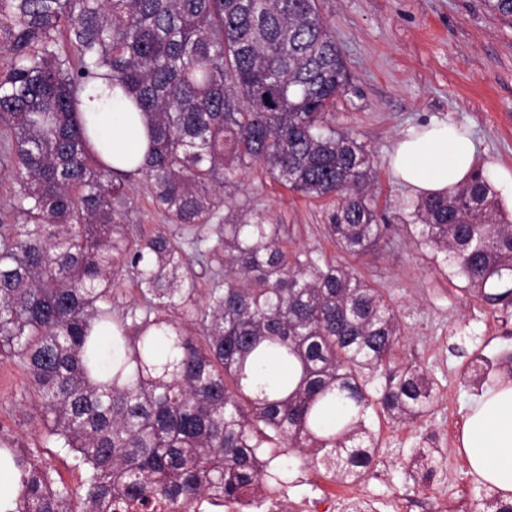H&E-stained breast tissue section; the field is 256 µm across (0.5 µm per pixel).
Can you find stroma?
<instances>
[{"label": "stroma", "instance_id": "stroma-1", "mask_svg": "<svg viewBox=\"0 0 512 512\" xmlns=\"http://www.w3.org/2000/svg\"><path fill=\"white\" fill-rule=\"evenodd\" d=\"M320 9L352 78L336 100V126L354 132L371 152L375 207L387 223H408L417 202L389 168L394 143L409 128L441 119L462 125L477 145V167L493 163L512 172V18L488 12L483 0H320ZM238 197L270 221L290 225L296 245L321 247L347 260L322 234L324 201L258 175L244 180ZM351 263L397 312L403 335L398 360L426 369L440 389L431 412L412 425L374 418L381 450L359 481L362 497L376 512L397 506L406 512H476L481 487L460 452L465 416L477 400L465 377L475 353L491 357L510 350L512 336L407 235ZM26 381L16 363L0 360V427L79 488L83 473L66 449L42 443ZM420 447L437 449L443 459L434 482L424 481L413 463ZM273 464L284 470L292 501L315 497L317 487L328 482L294 456Z\"/></svg>", "mask_w": 512, "mask_h": 512}]
</instances>
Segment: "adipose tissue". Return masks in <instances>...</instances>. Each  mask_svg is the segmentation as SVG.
<instances>
[{
    "label": "adipose tissue",
    "mask_w": 512,
    "mask_h": 512,
    "mask_svg": "<svg viewBox=\"0 0 512 512\" xmlns=\"http://www.w3.org/2000/svg\"><path fill=\"white\" fill-rule=\"evenodd\" d=\"M89 134L114 167L136 169L144 160L147 125L130 111L122 92L96 105ZM395 180L411 194L439 195L462 184L475 171V146L455 125L436 121L409 129L395 143L389 160ZM462 452L483 482L512 498V387L483 395L465 421Z\"/></svg>",
    "instance_id": "adipose-tissue-1"
}]
</instances>
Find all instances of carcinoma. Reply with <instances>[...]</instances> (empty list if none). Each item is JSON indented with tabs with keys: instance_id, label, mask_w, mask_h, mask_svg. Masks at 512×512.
<instances>
[{
	"instance_id": "1",
	"label": "carcinoma",
	"mask_w": 512,
	"mask_h": 512,
	"mask_svg": "<svg viewBox=\"0 0 512 512\" xmlns=\"http://www.w3.org/2000/svg\"><path fill=\"white\" fill-rule=\"evenodd\" d=\"M0 32L16 218L0 222V355L26 371L44 442L84 473L71 489L0 429V465L19 472L10 512L230 499L262 479L267 448L352 483L376 464L371 414L409 423L434 405L426 370L397 360L384 293L237 201L257 169L333 201L324 236L346 255L403 231L512 325V221L481 172L419 200L415 224L378 222L371 153L336 129L351 76L319 0H0ZM116 88L148 125L135 174L165 219L150 233L127 221L132 174L81 119L83 95ZM473 367L498 390L512 351ZM418 464L426 481L442 470L431 450ZM480 505L512 512L487 487Z\"/></svg>"
}]
</instances>
